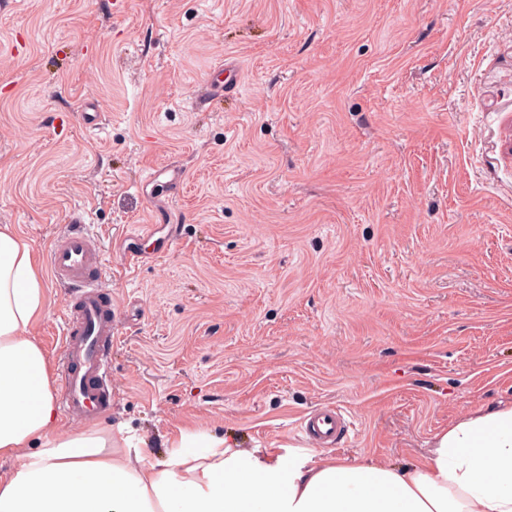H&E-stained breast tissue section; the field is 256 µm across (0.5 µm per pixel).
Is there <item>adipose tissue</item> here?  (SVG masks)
Returning a JSON list of instances; mask_svg holds the SVG:
<instances>
[{
	"label": "adipose tissue",
	"instance_id": "ef3b65f1",
	"mask_svg": "<svg viewBox=\"0 0 512 512\" xmlns=\"http://www.w3.org/2000/svg\"><path fill=\"white\" fill-rule=\"evenodd\" d=\"M45 310L30 246L0 228V512H512V403L459 418L406 466L184 430L153 462L122 434L62 431L29 333Z\"/></svg>",
	"mask_w": 512,
	"mask_h": 512
}]
</instances>
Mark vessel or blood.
<instances>
[{
  "label": "vessel or blood",
  "mask_w": 512,
  "mask_h": 512,
  "mask_svg": "<svg viewBox=\"0 0 512 512\" xmlns=\"http://www.w3.org/2000/svg\"><path fill=\"white\" fill-rule=\"evenodd\" d=\"M45 261L65 302L60 406L66 416L91 422L112 408L113 315L102 284L103 245L83 214L71 213ZM303 431L312 443L324 444L343 439L348 427L340 410L326 405L305 419Z\"/></svg>",
  "instance_id": "vessel-or-blood-1"
}]
</instances>
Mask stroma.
<instances>
[{"instance_id": "stroma-1", "label": "stroma", "mask_w": 512, "mask_h": 512, "mask_svg": "<svg viewBox=\"0 0 512 512\" xmlns=\"http://www.w3.org/2000/svg\"><path fill=\"white\" fill-rule=\"evenodd\" d=\"M227 59L237 94L194 104ZM166 165L178 195L141 188ZM77 209L114 312L85 430L284 454L333 404V454L416 462L512 401V0H0V226L41 264ZM302 428L307 438L315 444L341 440L348 432L341 411L331 405L316 409L305 419Z\"/></svg>"}]
</instances>
